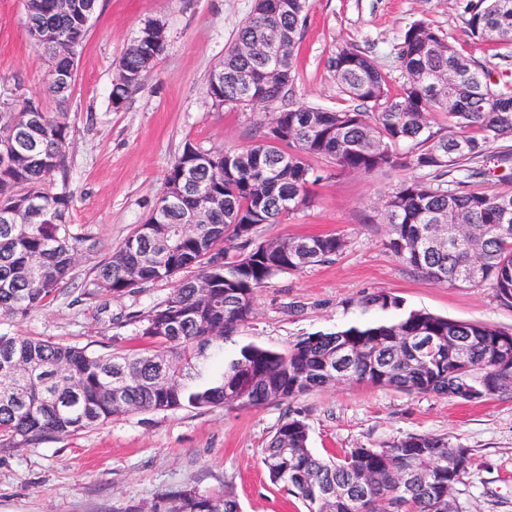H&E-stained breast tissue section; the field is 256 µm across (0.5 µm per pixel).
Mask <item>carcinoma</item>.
<instances>
[{
  "label": "carcinoma",
  "mask_w": 512,
  "mask_h": 512,
  "mask_svg": "<svg viewBox=\"0 0 512 512\" xmlns=\"http://www.w3.org/2000/svg\"><path fill=\"white\" fill-rule=\"evenodd\" d=\"M308 0H257L253 17L211 73L207 94L217 107L277 110L254 123L253 143L209 151L207 166L185 149L164 178L147 220L96 263L82 295L109 301L148 283L176 280L170 295L138 326L150 346L96 355L84 347L0 332V449L76 434L115 416L140 411L280 404L338 382L392 387L467 402L512 394V331L414 310L391 322L316 333L282 350L248 344L226 363L210 364L224 339L247 322L261 288L340 256L341 234L255 240L260 224H278L309 206V187L322 179L309 160L338 173L375 175L409 154L410 176L383 201L386 245L405 266L437 283L485 284L512 306V191L485 188L487 164L512 169V90L488 67L460 53L426 20L404 32L397 58L404 81L397 93L366 51L341 47L328 67L351 105L327 110L293 100L295 50ZM58 0H24L32 45L59 72L77 66L89 26L57 8ZM472 37L512 45V0H464ZM287 33L260 58L240 46L263 29ZM164 26L148 20L137 37L147 58L128 50L110 94L121 110L141 85L131 74L150 69L163 49ZM251 74L253 85L240 76ZM66 113L0 112V324L18 323L66 293L87 238L69 231L71 196L57 187L69 138ZM214 198L218 208L207 207ZM466 225L449 237L444 226ZM187 269L189 277L178 278ZM365 308L397 307L378 292ZM442 341L440 360L423 368L407 336ZM462 342L470 369L459 372L448 338ZM372 347L336 368V342ZM309 427L286 415L263 450L269 478L298 498L306 512H459L452 497L470 463L469 449L430 434L407 435L380 448H351L327 459L308 448ZM455 469L448 470V460ZM231 495L213 498L177 489L148 512H237Z\"/></svg>",
  "instance_id": "cac0c4a2"
}]
</instances>
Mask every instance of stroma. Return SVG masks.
I'll return each instance as SVG.
<instances>
[{
  "mask_svg": "<svg viewBox=\"0 0 512 512\" xmlns=\"http://www.w3.org/2000/svg\"><path fill=\"white\" fill-rule=\"evenodd\" d=\"M463 0H308L297 46L294 100L336 109L348 100L328 68L338 48L371 52L391 88L403 76L396 48L404 31L424 18L460 53L486 64L512 85V46L470 37ZM255 0H99L66 107L70 137L67 184L71 230L95 244L84 252L68 291L33 312L17 329L107 354L145 347L132 326H109L142 314L171 293L159 281L111 303L100 314L83 296L89 270L144 223L164 188V175L185 143L204 150L249 145L255 112L213 106L206 93L212 70L233 44ZM165 27L163 49L140 89L121 111L109 99L120 58L145 21ZM47 61L25 30L23 0H0V110L21 98L55 101L45 92ZM408 168L371 177L343 174L312 185L313 202L278 224L257 229L259 240L339 233L349 246L335 260L272 278L253 316L227 339L281 350L317 332L388 323L413 309L453 320L512 329V306L488 285L435 284L400 263L387 248L382 199ZM386 292L401 308L363 310L362 297ZM301 415L311 451L325 457L349 448H377L411 434H432L471 452L454 490L461 512H512V394L461 402L386 387L339 384L282 404L255 408L142 411L76 434L0 451V512H119L191 488L233 494L242 512H305L301 501L270 481L262 464L281 419Z\"/></svg>",
  "mask_w": 512,
  "mask_h": 512,
  "instance_id": "35a3bbf8",
  "label": "stroma"
}]
</instances>
